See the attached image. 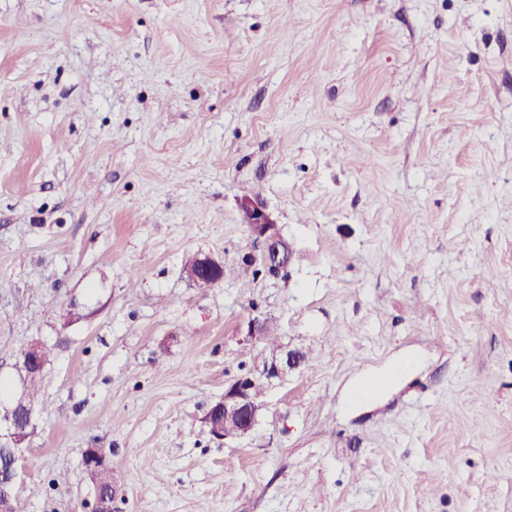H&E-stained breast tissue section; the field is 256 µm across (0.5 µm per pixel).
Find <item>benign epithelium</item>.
<instances>
[{"mask_svg": "<svg viewBox=\"0 0 512 512\" xmlns=\"http://www.w3.org/2000/svg\"><path fill=\"white\" fill-rule=\"evenodd\" d=\"M244 212L250 233L264 243L262 260L267 273L279 275L285 270L291 260V248L280 234L277 224L267 212L265 206L252 199H243L239 203ZM198 264L189 272V277L200 288H211L224 280V263L210 256L197 257ZM42 343L33 340L21 352L20 372L23 382L42 375L45 365L35 360V354ZM305 363V354L286 346L268 355H262V361L239 375L224 390V397L214 402L208 413L207 420L220 418L237 425L234 435L224 434L223 426H212L210 436L221 442L232 438L239 439L248 435L258 423L263 414L264 405L252 398L251 384L258 380L269 384L274 379H280L290 371L300 369ZM33 410L18 403L12 412L0 417L4 422L6 434L4 438L9 443L0 446V512H11L12 486L16 475L17 451L20 445L34 430ZM85 473L91 476L94 490V506L91 512H115L113 503L116 491L110 485L105 469L110 460L102 448H86L82 454Z\"/></svg>", "mask_w": 512, "mask_h": 512, "instance_id": "1", "label": "benign epithelium"}]
</instances>
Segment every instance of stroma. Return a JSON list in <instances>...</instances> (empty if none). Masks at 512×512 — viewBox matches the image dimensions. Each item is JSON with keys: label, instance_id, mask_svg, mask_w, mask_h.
Instances as JSON below:
<instances>
[{"label": "stroma", "instance_id": "obj_1", "mask_svg": "<svg viewBox=\"0 0 512 512\" xmlns=\"http://www.w3.org/2000/svg\"><path fill=\"white\" fill-rule=\"evenodd\" d=\"M0 86L19 512H89L87 448L119 512H512V0H0ZM257 316L307 360L222 444ZM244 212L250 233L264 243L262 260L264 269L271 276H278L291 260V248L280 234L277 224L265 206L252 199H242L239 203ZM198 264L191 270L188 276L199 288H211L224 280V276H233L235 270L227 268L224 271V262L217 261L210 256H198ZM42 345L43 343L40 341L33 340L21 352L20 372L22 373L25 386L29 380L41 376L45 369V365L37 362L34 358Z\"/></svg>", "mask_w": 512, "mask_h": 512}]
</instances>
